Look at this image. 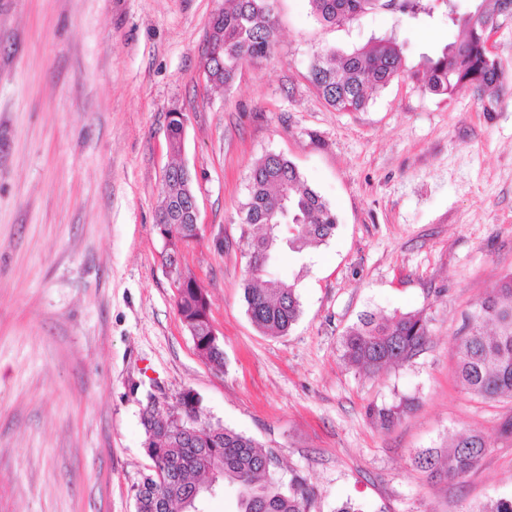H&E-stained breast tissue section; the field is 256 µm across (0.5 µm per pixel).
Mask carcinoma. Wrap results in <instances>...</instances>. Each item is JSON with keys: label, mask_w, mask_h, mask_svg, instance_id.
I'll list each match as a JSON object with an SVG mask.
<instances>
[{"label": "carcinoma", "mask_w": 512, "mask_h": 512, "mask_svg": "<svg viewBox=\"0 0 512 512\" xmlns=\"http://www.w3.org/2000/svg\"><path fill=\"white\" fill-rule=\"evenodd\" d=\"M381 0H310L314 14L331 25L349 23L376 8ZM512 18V0H476L473 11L449 16L463 28L462 39L427 59L426 89L437 95L470 92L483 111L500 104L494 92L503 87L500 61L487 49L488 36L500 20ZM211 40L219 57L207 58L215 83L229 87L241 67L269 57L276 43V28L269 0H224V11L212 21ZM404 73L401 47L382 39L339 56L334 50L310 67V80L325 102L340 111H360L371 94L385 88ZM290 223L297 233L283 235L280 225ZM242 224L266 226L261 236L242 231L254 270L246 273L244 302L251 322L263 333L283 336L298 320L301 308L296 281L269 280L267 273L277 253L288 247L298 257L306 248L330 239L337 217L321 195L306 186L303 174L288 158L269 153L253 166L247 201L242 205ZM177 311L190 331L199 356L222 365V353L211 346L210 304L203 289L189 283L178 289ZM428 336L420 313L392 316L367 312L344 332L342 359L350 367L374 377L385 368L411 358ZM457 375L463 389L485 401L512 398V274L487 292L468 318L456 340ZM410 410L404 403L375 407L372 415L389 427ZM183 411L159 412L146 408L141 416L144 444L151 464L150 482L135 492L136 512H198L202 495L190 497L193 483L204 470L238 493L239 512H311L313 497L306 481L297 476L288 488L272 472L278 458L271 448L218 423L205 422L190 434L178 423ZM487 452L483 436L472 432L454 441L447 450L427 448L414 458L417 468L433 479L460 480L474 469ZM164 508H158V504Z\"/></svg>", "instance_id": "obj_1"}]
</instances>
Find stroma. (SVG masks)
Segmentation results:
<instances>
[{"label":"stroma","mask_w":512,"mask_h":512,"mask_svg":"<svg viewBox=\"0 0 512 512\" xmlns=\"http://www.w3.org/2000/svg\"><path fill=\"white\" fill-rule=\"evenodd\" d=\"M222 0H0V512H135L147 472L149 397L274 449L275 476L303 477L312 512H481L512 495V400L471 397L455 338L485 292L512 274V19L490 37L507 90L497 111L436 96L415 75L463 36L449 13L474 0H419L327 25L309 0H272L277 42L228 88H207V22ZM380 39L405 73L358 112L308 79L333 49ZM187 115L200 239L185 251L223 344L197 354L161 262L155 222L172 162L168 117ZM284 155L338 226L298 277L301 314L263 334L243 300L240 205L253 164ZM366 311L419 312L422 349L367 377L342 360ZM411 402L385 428L372 406ZM476 431L489 444L463 479L413 466L425 448Z\"/></svg>","instance_id":"obj_1"}]
</instances>
